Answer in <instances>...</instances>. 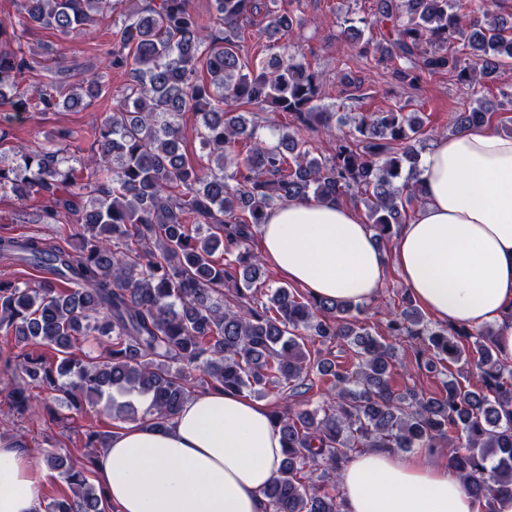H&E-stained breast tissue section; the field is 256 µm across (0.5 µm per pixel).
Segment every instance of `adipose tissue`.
<instances>
[{"label":"adipose tissue","instance_id":"1","mask_svg":"<svg viewBox=\"0 0 512 512\" xmlns=\"http://www.w3.org/2000/svg\"><path fill=\"white\" fill-rule=\"evenodd\" d=\"M422 204L384 254L351 208L299 200L268 211L262 257L307 293L365 303L388 266L436 319L492 328L512 360V136L489 126L434 139ZM283 448L271 407L221 390L187 399L164 428L132 423L97 456L94 476L117 512H265ZM43 471L0 440V512H40ZM347 512H479L446 455L369 448L342 466Z\"/></svg>","mask_w":512,"mask_h":512}]
</instances>
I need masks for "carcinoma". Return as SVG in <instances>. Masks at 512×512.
<instances>
[{
	"label": "carcinoma",
	"mask_w": 512,
	"mask_h": 512,
	"mask_svg": "<svg viewBox=\"0 0 512 512\" xmlns=\"http://www.w3.org/2000/svg\"><path fill=\"white\" fill-rule=\"evenodd\" d=\"M16 0L13 19L0 21V105L12 116L51 112L63 103L89 108L108 91L97 71L60 98L62 77L20 91L31 69L22 38L32 26L67 36L99 17L120 13L117 43L106 68L123 67L129 82L112 96V113L92 134V159L64 148L21 149L0 167V191L47 200L41 220L76 218L78 246L0 235V257L40 277L0 282V385L16 413L44 408L30 387L79 414L106 399L103 414L118 422L163 425L193 390L220 388L283 399L327 385L323 404L276 414L284 458L265 488L266 512H346L337 478L341 463L366 448H446L448 465L476 498L480 512L512 497V364L495 347L493 330L430 326L409 290L396 293L385 334L374 335L351 300L317 299L289 284L261 281L262 256L250 248L268 210L313 198L363 197L368 229L383 246L421 203L416 186L424 122L404 106L360 113L336 131V113L319 104L318 72L295 54L253 62L242 55L246 25L262 17L258 35L279 40L304 21L271 8L276 0H213L209 23L189 0ZM493 0L475 10L468 0H376L372 18L346 19L342 33L356 56L415 87L448 75L476 96L454 112L456 133L491 121L478 97L487 79L512 60V25ZM374 29L379 40L363 39ZM256 116L272 109L296 126L333 137L332 157L279 133L258 137ZM201 118L198 133L208 164L182 151L179 118ZM236 305L224 306V290ZM419 341L430 371L450 363L475 372L448 373L439 397L389 383L393 343ZM93 339L107 360L80 358L76 345ZM351 344L349 369L330 346ZM149 396L144 410L136 397ZM115 430H85V461L47 450V466L69 489L44 512H112L91 482L89 464Z\"/></svg>",
	"instance_id": "obj_1"
}]
</instances>
